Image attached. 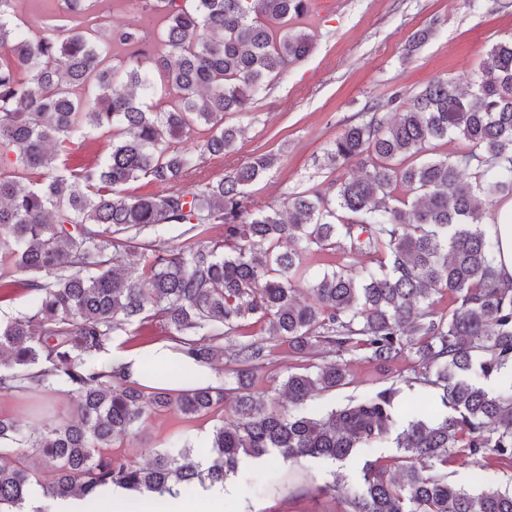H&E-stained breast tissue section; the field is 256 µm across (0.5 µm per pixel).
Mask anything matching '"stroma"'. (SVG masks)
Masks as SVG:
<instances>
[{
	"instance_id": "stroma-1",
	"label": "stroma",
	"mask_w": 512,
	"mask_h": 512,
	"mask_svg": "<svg viewBox=\"0 0 512 512\" xmlns=\"http://www.w3.org/2000/svg\"><path fill=\"white\" fill-rule=\"evenodd\" d=\"M298 24L314 39L311 54L259 93L249 112L226 116L240 130L234 152L200 161L202 177L215 181L255 154L277 155V165L251 188L252 201L263 207H282L292 193L357 172L353 162L330 168L324 150L347 125L365 120L371 104L396 96L408 100L438 78L469 90L489 47L512 38V0H311ZM422 29L430 30V38L409 51ZM348 371L346 385L327 403L374 392L392 378L413 380L405 403H421L427 413L437 409L438 388L415 380L414 353L387 371L360 358L349 362ZM213 426L163 412L126 439L122 452L137 457L143 448L167 447L178 436L201 448ZM396 454L392 444L382 443L336 463L244 460L224 485V512H346V495L361 484L364 462L387 464ZM448 479L474 494L490 484L512 487V462L454 463ZM334 480L338 492H324Z\"/></svg>"
}]
</instances>
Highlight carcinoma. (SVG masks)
<instances>
[{
	"label": "carcinoma",
	"instance_id": "obj_1",
	"mask_svg": "<svg viewBox=\"0 0 512 512\" xmlns=\"http://www.w3.org/2000/svg\"><path fill=\"white\" fill-rule=\"evenodd\" d=\"M53 2L51 17L25 19L18 0H0V303L18 289L29 297L26 312L0 321V396L43 398L30 421L0 418V512H23L37 491L45 504L32 512L96 500L106 486L177 497L224 482L243 456L336 462L388 441L398 477L365 461L347 512H512V492L473 494L447 472L455 458L512 461V379L486 385L512 367V280L499 278V242L483 222L512 198V39L487 50L471 91L438 79L391 119L371 106L326 152L333 166L358 162V173L289 196L282 212L254 206L248 191L273 154L217 181L192 176L204 156L234 151L240 130L224 116L249 111L312 51L310 34L289 26L309 0H125L162 16L159 31L106 28L99 0ZM196 125L205 129L192 151L182 137ZM87 132L108 155L71 168ZM452 138L468 149L435 151ZM141 178L160 191L127 193ZM161 224L193 243H157ZM212 224L222 239L208 237ZM336 249L374 266L311 274L306 256ZM438 295L451 299L446 314ZM151 318L196 366L225 363V379L159 388L101 369L117 333ZM257 324L296 358L280 384L286 407L254 389L269 361L265 338L250 332ZM231 335L242 341L226 354ZM411 350L418 378L442 390L441 419L401 421L394 382L308 410L347 385V362L318 355L361 354L385 368ZM57 392L69 419L50 404ZM226 407L233 418L214 427L205 466L185 443L145 449V464L117 450L152 415L191 420Z\"/></svg>",
	"mask_w": 512,
	"mask_h": 512
}]
</instances>
